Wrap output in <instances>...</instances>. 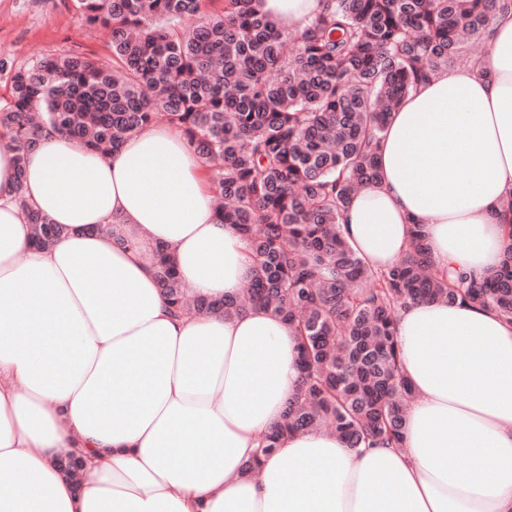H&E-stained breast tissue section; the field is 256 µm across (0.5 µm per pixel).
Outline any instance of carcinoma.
Returning a JSON list of instances; mask_svg holds the SVG:
<instances>
[{
    "mask_svg": "<svg viewBox=\"0 0 512 512\" xmlns=\"http://www.w3.org/2000/svg\"><path fill=\"white\" fill-rule=\"evenodd\" d=\"M79 19L111 32L112 63L81 53L38 61L11 76L0 137L17 151L23 198L27 156L42 132L66 133L110 155L163 114L202 160L253 261L238 296L189 299L174 260L156 279L173 314L234 316L261 306L294 329L300 382L283 422L259 440L244 474L290 431L326 429L345 446L402 448L413 394L398 365L401 308L438 301L490 306L512 322L511 243L481 279L435 269L420 228L396 264L369 269L348 244L342 212L380 178L377 147L400 102L488 37L512 0H326L286 50L288 35L252 0H76ZM33 240L48 247L60 224L22 205Z\"/></svg>",
    "mask_w": 512,
    "mask_h": 512,
    "instance_id": "carcinoma-1",
    "label": "carcinoma"
}]
</instances>
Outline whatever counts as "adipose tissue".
Masks as SVG:
<instances>
[{"mask_svg":"<svg viewBox=\"0 0 512 512\" xmlns=\"http://www.w3.org/2000/svg\"><path fill=\"white\" fill-rule=\"evenodd\" d=\"M324 4L253 0L293 34ZM378 154L381 184L341 219L364 264L397 263L418 224L437 267L493 272L511 241L512 9L495 13L485 56L401 102ZM15 173L1 138L0 512H512V323L493 308L399 311L416 391L404 449L300 431L244 477L296 391L297 338L258 307L170 315L160 246L194 298L236 295L253 272L182 132L150 124L110 155L50 134L20 197ZM22 198L65 226L58 242L33 245ZM67 453L85 461L78 479L56 465Z\"/></svg>","mask_w":512,"mask_h":512,"instance_id":"obj_1","label":"adipose tissue"}]
</instances>
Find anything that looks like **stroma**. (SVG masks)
<instances>
[{
  "label": "stroma",
  "mask_w": 512,
  "mask_h": 512,
  "mask_svg": "<svg viewBox=\"0 0 512 512\" xmlns=\"http://www.w3.org/2000/svg\"><path fill=\"white\" fill-rule=\"evenodd\" d=\"M72 52L111 55L108 31L82 23L75 0H0V106L11 98L14 70Z\"/></svg>",
  "instance_id": "1"
}]
</instances>
